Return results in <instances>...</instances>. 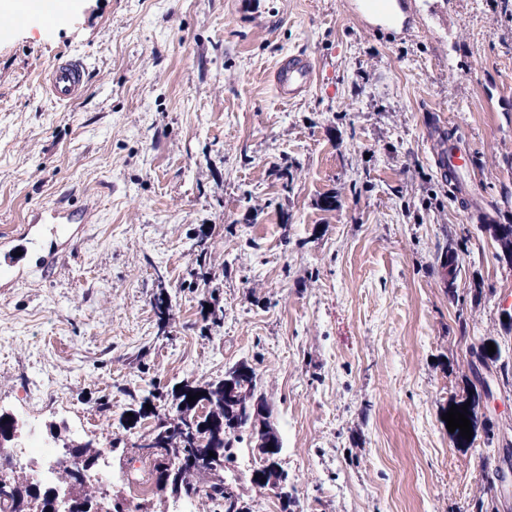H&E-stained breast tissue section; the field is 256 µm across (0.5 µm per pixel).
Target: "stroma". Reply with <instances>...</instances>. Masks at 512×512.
<instances>
[{
  "mask_svg": "<svg viewBox=\"0 0 512 512\" xmlns=\"http://www.w3.org/2000/svg\"><path fill=\"white\" fill-rule=\"evenodd\" d=\"M354 2L69 0L57 27L0 22V236L19 253L0 285V414L37 451L19 468L112 434L124 445L92 474L113 494L207 512L157 491L134 447L153 419L128 412L245 362L292 495L251 484L239 448L223 476L248 512H473L489 490L512 512V471L486 463L512 460V386L475 397L467 352L512 363V266L482 227L512 224V0H419L405 39L362 27ZM299 51L317 74L284 101L273 70ZM63 53L90 67L69 106L41 88ZM451 142L471 159L466 206L436 165ZM56 203L96 218L22 238ZM464 403L490 424L472 440L444 420Z\"/></svg>",
  "mask_w": 512,
  "mask_h": 512,
  "instance_id": "1",
  "label": "stroma"
}]
</instances>
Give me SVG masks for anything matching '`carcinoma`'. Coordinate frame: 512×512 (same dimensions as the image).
Segmentation results:
<instances>
[{
	"instance_id": "carcinoma-1",
	"label": "carcinoma",
	"mask_w": 512,
	"mask_h": 512,
	"mask_svg": "<svg viewBox=\"0 0 512 512\" xmlns=\"http://www.w3.org/2000/svg\"><path fill=\"white\" fill-rule=\"evenodd\" d=\"M485 229L499 248L496 259L512 264V224H484ZM444 263L449 273L446 288L448 296L456 293L458 253L448 246ZM233 388L224 389V380L209 382L204 386L186 382L172 391L175 412L155 415L156 421L144 438L141 447L159 451L168 469L164 479L156 480V486L174 496L191 497L199 492L192 477L200 473L217 472L230 463L243 442L251 447L265 438L271 426L268 421L266 397L257 391L256 373L253 367L242 362L230 368ZM202 393L194 401L188 395ZM77 456L94 458L93 444L87 441L73 446L58 461L57 481L65 485L70 477ZM9 486L0 488V512H21V507L35 498L34 482L22 472L11 469ZM71 492L79 499L109 500L112 492L100 485L85 480L71 486ZM205 497L224 505V512H244L238 494L232 484L218 480L208 486Z\"/></svg>"
}]
</instances>
